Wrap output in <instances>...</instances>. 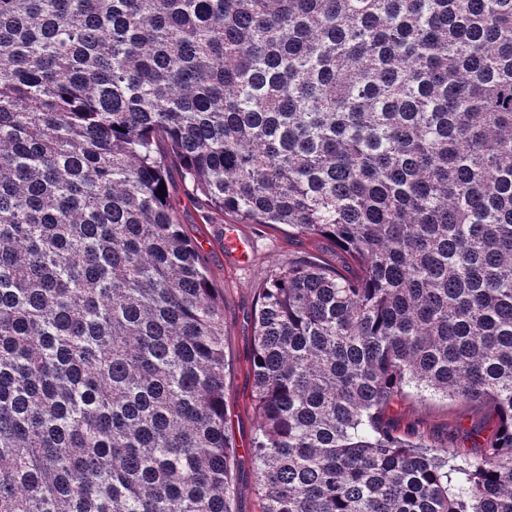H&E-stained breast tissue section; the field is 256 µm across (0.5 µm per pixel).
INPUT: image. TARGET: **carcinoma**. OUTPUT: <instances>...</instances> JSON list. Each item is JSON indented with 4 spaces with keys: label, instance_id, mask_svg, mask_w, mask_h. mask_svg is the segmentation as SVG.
Returning <instances> with one entry per match:
<instances>
[{
    "label": "carcinoma",
    "instance_id": "cac0c4a2",
    "mask_svg": "<svg viewBox=\"0 0 512 512\" xmlns=\"http://www.w3.org/2000/svg\"><path fill=\"white\" fill-rule=\"evenodd\" d=\"M173 167L343 255L257 288L260 512H512V0H0V512H234ZM400 431L415 428L420 434L437 446L468 455L475 452L468 442L461 439L450 441L449 431L458 423L466 428L484 420L485 411L475 405L457 403L439 398L427 400L407 399L391 410Z\"/></svg>",
    "mask_w": 512,
    "mask_h": 512
}]
</instances>
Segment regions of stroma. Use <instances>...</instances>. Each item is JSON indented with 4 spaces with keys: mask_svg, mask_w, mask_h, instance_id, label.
I'll use <instances>...</instances> for the list:
<instances>
[{
    "mask_svg": "<svg viewBox=\"0 0 512 512\" xmlns=\"http://www.w3.org/2000/svg\"><path fill=\"white\" fill-rule=\"evenodd\" d=\"M169 201L185 234L198 243L205 256L207 275L224 298V355L227 426L239 448H246L254 434L256 416L251 405L253 317L257 286L263 276L272 274L282 264L305 254L328 257L333 245L324 239L293 237L287 227L273 229L258 224L236 225V232L249 242L250 257L240 262L224 249L226 224L222 220L206 223L199 207L186 195L179 176H172ZM400 430L415 428L437 446L471 454L469 443L449 440L456 425L471 426L483 421L485 412L466 403L439 398L407 399L392 409Z\"/></svg>",
    "mask_w": 512,
    "mask_h": 512,
    "instance_id": "obj_1",
    "label": "stroma"
}]
</instances>
